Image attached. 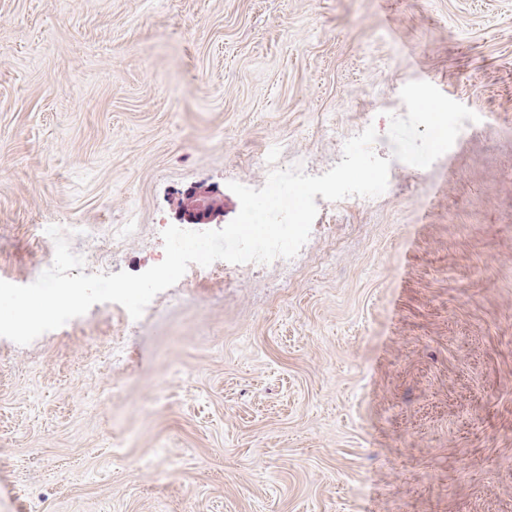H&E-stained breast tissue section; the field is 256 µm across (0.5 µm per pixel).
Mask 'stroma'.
<instances>
[{"mask_svg": "<svg viewBox=\"0 0 512 512\" xmlns=\"http://www.w3.org/2000/svg\"><path fill=\"white\" fill-rule=\"evenodd\" d=\"M416 80L484 136L321 200L288 289L0 337V512H512V0H0V274L48 269L38 225L92 260L130 222L111 269L142 273L179 197L222 195L221 229L229 182L325 173L362 112L391 157Z\"/></svg>", "mask_w": 512, "mask_h": 512, "instance_id": "obj_1", "label": "stroma"}]
</instances>
